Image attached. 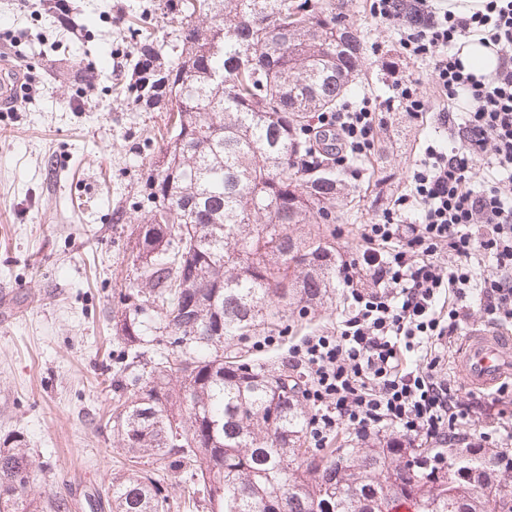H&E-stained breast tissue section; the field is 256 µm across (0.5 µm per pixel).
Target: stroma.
<instances>
[{
  "mask_svg": "<svg viewBox=\"0 0 512 512\" xmlns=\"http://www.w3.org/2000/svg\"><path fill=\"white\" fill-rule=\"evenodd\" d=\"M153 2L70 0L84 29L53 52L61 34L40 0H0V61L30 77L14 106L0 109V450L23 443L38 464L36 490L68 498L71 512H90L88 500L105 496L128 465L106 425L119 367L112 317L138 276L134 205L169 115L140 111L113 88L129 80L133 60L122 16ZM370 4L342 0V10L365 43L356 95L382 102L393 76L424 85L428 67L401 53ZM452 140L435 114L384 112L363 169L342 174L360 188L358 231L339 237L346 261L361 257L360 228L395 210L423 145ZM349 295L340 286L335 305L248 359L278 368L305 337L335 333Z\"/></svg>",
  "mask_w": 512,
  "mask_h": 512,
  "instance_id": "stroma-1",
  "label": "stroma"
}]
</instances>
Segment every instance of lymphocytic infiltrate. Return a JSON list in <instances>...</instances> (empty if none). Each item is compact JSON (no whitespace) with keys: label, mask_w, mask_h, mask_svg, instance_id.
<instances>
[{"label":"lymphocytic infiltrate","mask_w":512,"mask_h":512,"mask_svg":"<svg viewBox=\"0 0 512 512\" xmlns=\"http://www.w3.org/2000/svg\"><path fill=\"white\" fill-rule=\"evenodd\" d=\"M372 13L396 27L407 56L428 61L431 94L400 76L391 85L393 100L413 114L435 112L443 123H457L459 143L427 144L412 164L399 205L416 214L415 223L389 216L365 226L362 263L379 292L353 288L339 335L306 338L291 348L289 363L310 377L306 398L315 413L308 432L315 447L342 429L364 439L390 425L408 442L453 448L461 443L458 423L483 403L445 382L442 355L460 335L471 303L491 321H512V0H482L465 12L437 10L431 0H373ZM472 35L497 55L492 74L462 65L459 53ZM322 120L363 152L381 124L368 98ZM479 170L489 177L478 189ZM445 253L454 264L442 262ZM359 264L346 265L345 283ZM414 350L425 367L404 365Z\"/></svg>","instance_id":"1"}]
</instances>
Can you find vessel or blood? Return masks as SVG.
<instances>
[{"label": "vessel or blood", "mask_w": 512, "mask_h": 512, "mask_svg": "<svg viewBox=\"0 0 512 512\" xmlns=\"http://www.w3.org/2000/svg\"><path fill=\"white\" fill-rule=\"evenodd\" d=\"M460 369L470 387L495 385L512 372V336L497 330L472 334L461 353Z\"/></svg>", "instance_id": "vessel-or-blood-1"}]
</instances>
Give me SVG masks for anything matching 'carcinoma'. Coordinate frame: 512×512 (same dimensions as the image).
Here are the masks:
<instances>
[{"mask_svg":"<svg viewBox=\"0 0 512 512\" xmlns=\"http://www.w3.org/2000/svg\"><path fill=\"white\" fill-rule=\"evenodd\" d=\"M75 29L67 0H45ZM176 23L158 38L129 24L125 96L175 112L145 186L137 302L113 316L137 368L113 382L117 449L140 469L112 478V512H171L165 483L185 477L199 512H512V462L475 443L439 469L392 436L310 447L303 377L230 353L271 340L333 298L336 223L356 221L357 187L321 150L314 119L353 93L361 43L336 0H159ZM196 33L188 42L184 26ZM420 467L400 479L403 459ZM36 461L0 450V512H69L32 496Z\"/></svg>","mask_w":512,"mask_h":512,"instance_id":"cac0c4a2","label":"carcinoma"}]
</instances>
